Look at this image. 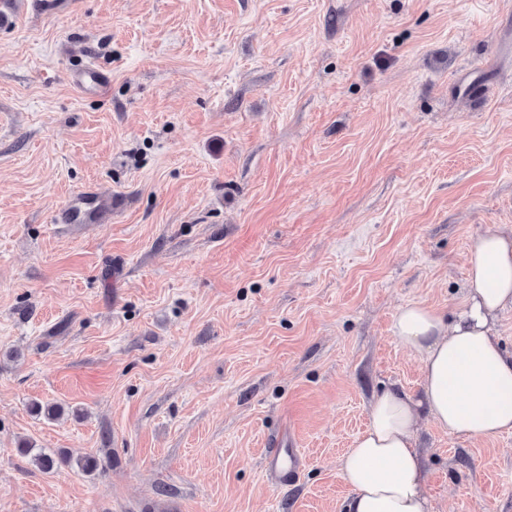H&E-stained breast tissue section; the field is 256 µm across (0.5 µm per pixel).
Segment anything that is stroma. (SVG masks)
<instances>
[{
	"label": "stroma",
	"instance_id": "1",
	"mask_svg": "<svg viewBox=\"0 0 512 512\" xmlns=\"http://www.w3.org/2000/svg\"><path fill=\"white\" fill-rule=\"evenodd\" d=\"M0 15V512H343L370 404L420 390L398 309L452 311L512 228V0ZM90 186L111 221L55 223ZM417 446L431 512H512V432ZM71 78L75 87L81 91L94 93L104 89L110 81L109 75L92 62L74 71ZM288 456V462L283 458ZM303 461L298 448H276L267 460V470L277 480L281 476H292L297 473Z\"/></svg>",
	"mask_w": 512,
	"mask_h": 512
}]
</instances>
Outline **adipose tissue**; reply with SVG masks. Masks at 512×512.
Returning <instances> with one entry per match:
<instances>
[{"label": "adipose tissue", "instance_id": "obj_1", "mask_svg": "<svg viewBox=\"0 0 512 512\" xmlns=\"http://www.w3.org/2000/svg\"><path fill=\"white\" fill-rule=\"evenodd\" d=\"M467 265V292L451 314L416 303L395 315L396 341L421 358V393L388 388L370 405L340 458L351 488L344 512H431L416 447L421 413L475 440L512 431V353L496 330L498 314L512 309V229L479 236Z\"/></svg>", "mask_w": 512, "mask_h": 512}]
</instances>
